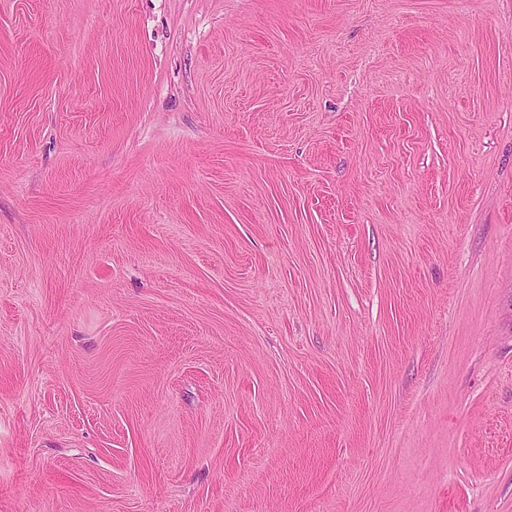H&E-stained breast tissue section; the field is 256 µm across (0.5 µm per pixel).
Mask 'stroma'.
Returning <instances> with one entry per match:
<instances>
[{"label": "stroma", "mask_w": 512, "mask_h": 512, "mask_svg": "<svg viewBox=\"0 0 512 512\" xmlns=\"http://www.w3.org/2000/svg\"><path fill=\"white\" fill-rule=\"evenodd\" d=\"M0 512H512V0H0Z\"/></svg>", "instance_id": "35a3bbf8"}]
</instances>
